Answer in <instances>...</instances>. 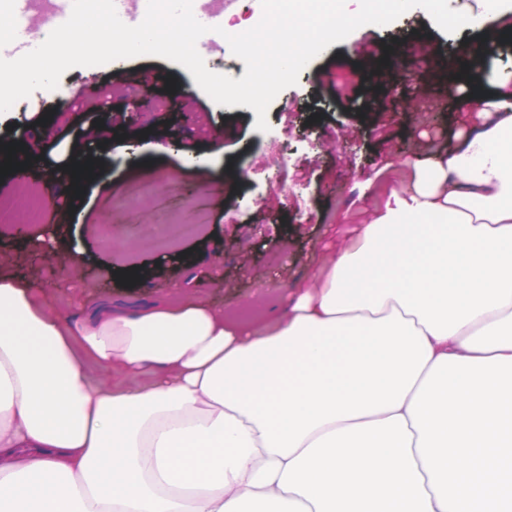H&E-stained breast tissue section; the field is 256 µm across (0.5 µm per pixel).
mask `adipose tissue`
<instances>
[{
	"label": "adipose tissue",
	"mask_w": 512,
	"mask_h": 512,
	"mask_svg": "<svg viewBox=\"0 0 512 512\" xmlns=\"http://www.w3.org/2000/svg\"><path fill=\"white\" fill-rule=\"evenodd\" d=\"M456 91L460 146L269 325L182 298L67 322L0 261V512H512V72Z\"/></svg>",
	"instance_id": "1"
}]
</instances>
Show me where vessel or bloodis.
Wrapping results in <instances>:
<instances>
[{
	"instance_id": "vessel-or-blood-1",
	"label": "vessel or blood",
	"mask_w": 512,
	"mask_h": 512,
	"mask_svg": "<svg viewBox=\"0 0 512 512\" xmlns=\"http://www.w3.org/2000/svg\"><path fill=\"white\" fill-rule=\"evenodd\" d=\"M72 0H65L61 10L37 13L33 0H0V10L15 16L17 23L10 46L0 52V57L12 59L34 49L41 44L42 38L37 32L38 25H60L70 16Z\"/></svg>"
}]
</instances>
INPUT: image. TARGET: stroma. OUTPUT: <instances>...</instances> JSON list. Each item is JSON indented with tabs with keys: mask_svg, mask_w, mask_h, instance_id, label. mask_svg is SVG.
I'll list each match as a JSON object with an SVG mask.
<instances>
[{
	"mask_svg": "<svg viewBox=\"0 0 512 512\" xmlns=\"http://www.w3.org/2000/svg\"><path fill=\"white\" fill-rule=\"evenodd\" d=\"M484 62L512 69V39L418 13L356 29L270 104L268 131L288 137L282 158L266 155L255 113L225 111L179 64L141 55L72 68L61 99L34 93L0 117V141L42 147L25 179L0 174V200L33 193L43 204L40 223L0 231V259L63 318L89 296L147 303L178 290L244 326L275 319L386 189L457 147L462 110L449 89ZM103 86L102 111H78ZM76 142L89 168L67 164ZM145 181L152 196L132 194ZM104 182L111 193H100ZM71 189L78 207L59 213L56 194ZM289 190L303 194L302 207ZM168 211L200 221L199 233L169 244L146 237Z\"/></svg>",
	"mask_w": 512,
	"mask_h": 512,
	"instance_id": "35a3bbf8",
	"label": "stroma"
}]
</instances>
